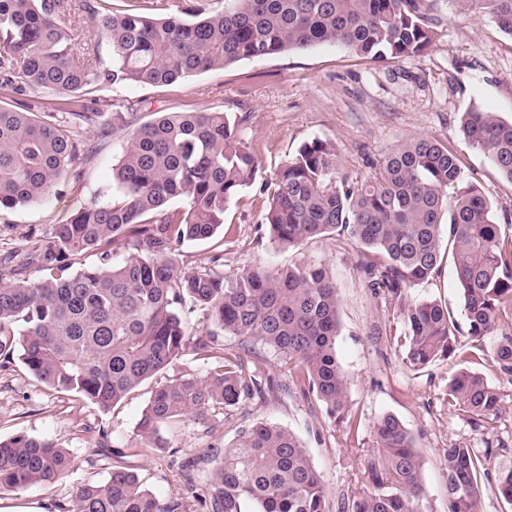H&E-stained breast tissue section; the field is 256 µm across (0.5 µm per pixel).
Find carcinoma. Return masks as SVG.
<instances>
[{"label":"carcinoma","instance_id":"obj_1","mask_svg":"<svg viewBox=\"0 0 512 512\" xmlns=\"http://www.w3.org/2000/svg\"><path fill=\"white\" fill-rule=\"evenodd\" d=\"M462 10L488 14L512 36V0H453ZM92 34L112 46V68L78 60L79 33L63 0H0V213L59 196L78 178L80 130L106 139L125 135L113 169L112 199L92 204L54 225L23 267L37 281L0 275V365L14 356L41 383L107 411L144 381L155 379L138 424L146 452H170L164 432L186 418L207 423L233 415L244 399L275 387L262 349L277 352L284 374L331 421H346L347 382L336 354L338 295L325 264L252 266L238 272L211 268L185 273L176 252L224 228L233 200L257 179L259 164L242 124L224 112H172L140 121L133 105L103 110L86 95L107 84H170L193 73L243 60L334 44L385 61L427 50L434 32L418 0H224L154 17L112 9L109 0H82ZM60 95L49 111L27 101L33 91ZM465 140L512 182V122L492 112L464 113ZM364 180L337 175L335 145L303 143L260 185L268 195L263 216L271 237L295 247L342 230L360 248L371 286L397 307L404 326L405 363L420 369L443 356L512 374V241L505 240L492 206L474 185L461 186L457 158L443 144L415 136L372 164ZM180 199L184 205L172 209ZM137 253L120 264L114 252ZM96 252L99 263L75 269ZM452 260L467 331L447 306L412 301V288ZM202 313L192 331L186 314ZM234 336L214 346L213 329ZM466 335L461 342L458 336ZM493 341L487 347L485 341ZM209 368L202 376L167 378L165 370L187 349ZM448 410L480 426L497 418L499 394L484 375L464 367L445 392ZM367 481L376 491L354 500L350 512H428L424 459L415 439L392 414L372 426ZM490 449L466 444L444 449L448 512H481ZM206 493L192 510L183 498H160L138 474L116 467L76 489L69 512H328L324 483L289 430L264 421L239 425L207 457ZM68 453L54 442L17 433L0 438V493L53 484L69 472ZM512 504V467L493 485Z\"/></svg>","mask_w":512,"mask_h":512}]
</instances>
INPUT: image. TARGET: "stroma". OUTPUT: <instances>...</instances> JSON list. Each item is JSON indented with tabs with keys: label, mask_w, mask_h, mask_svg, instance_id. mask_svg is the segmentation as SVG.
<instances>
[{
	"label": "stroma",
	"mask_w": 512,
	"mask_h": 512,
	"mask_svg": "<svg viewBox=\"0 0 512 512\" xmlns=\"http://www.w3.org/2000/svg\"><path fill=\"white\" fill-rule=\"evenodd\" d=\"M422 12L435 39L419 56L378 63L338 45H321L244 60L169 85H111L98 96L135 104L145 121L165 112L206 109L243 118L262 181L274 178L301 144L316 137L335 143L340 174L357 182L369 175L370 162L401 141L425 136L454 152L465 182L482 190L497 219L512 218V182L461 132L462 116L473 107L512 121V37L488 15L455 12L450 0H423ZM81 139L98 146L81 179L68 182L59 198L0 215L1 253H24L31 249L33 235H49L54 225L79 209L111 198L112 170L122 154L123 137L101 145L96 129L87 128ZM263 214L258 188L244 190L225 214L229 232L184 245L178 260L188 272L208 270L218 253L228 272L255 265L280 268L303 260L328 266L339 298L336 353L347 379L355 430L348 433L334 425L292 386L247 400L239 414L249 422L279 425L298 437L325 485L330 512H342L369 491L364 461L373 448L371 427L388 413L413 434L425 459L431 512H448L443 467L448 445L464 442L490 449V476L511 466L512 375L486 373L500 398L496 421L478 427L467 414L449 413L442 394L460 369L458 361L445 357L418 370L405 364L393 340L402 323L395 309L369 288L348 233L288 248L271 239ZM409 296L436 300L455 316L463 314L451 262H443L438 276L412 288ZM153 387V381H146L114 409L102 411L37 381L21 361L0 368V436L24 433L52 440L72 461L68 475L54 485L0 494V512H69L76 487L104 479L116 466L134 468L157 496L177 495L193 502L204 485V473L189 462L206 456L224 433L207 432L189 421L168 431L171 453L140 454L137 427Z\"/></svg>",
	"instance_id": "stroma-1"
}]
</instances>
